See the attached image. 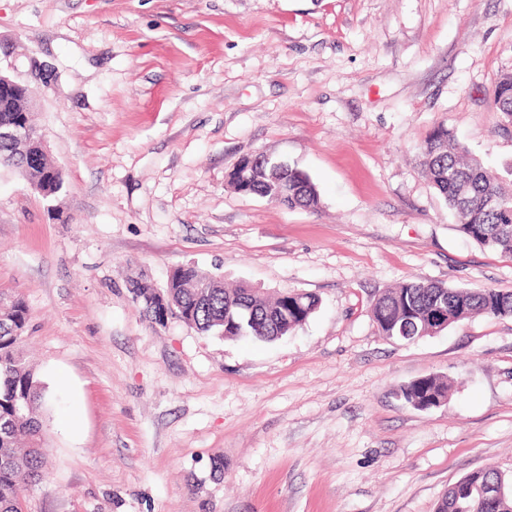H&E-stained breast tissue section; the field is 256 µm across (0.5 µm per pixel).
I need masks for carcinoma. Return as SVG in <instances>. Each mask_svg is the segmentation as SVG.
I'll return each mask as SVG.
<instances>
[{
	"label": "carcinoma",
	"mask_w": 512,
	"mask_h": 512,
	"mask_svg": "<svg viewBox=\"0 0 512 512\" xmlns=\"http://www.w3.org/2000/svg\"><path fill=\"white\" fill-rule=\"evenodd\" d=\"M497 111L512 117V73L503 75L493 90ZM31 123L29 113L13 111L0 99V125ZM466 150L444 126H438L421 146L426 175L458 217L459 231L479 244L512 254V186L464 158ZM6 167L32 185L56 197L63 180L51 162L24 168L12 147L0 144V168ZM240 192L268 198L287 209L316 208L320 197L303 171L275 166L258 155L229 174ZM164 292L190 326L202 333L217 331L226 339L250 336L274 341L306 323L319 300L309 294L286 291L267 298L247 284L224 288L216 276L194 265L178 267ZM371 312L382 336H431L458 322L477 316H512V292L491 288H450L442 283L413 281L375 296ZM30 320V309L17 293L0 306V512H23L18 496L22 485H35L46 463L44 426L35 416L46 398V386L33 366L26 364L19 344ZM450 384L438 376H425L401 388L403 399L417 408L448 398ZM512 482L493 467L466 474L440 499L436 512H512V493L489 508H476L463 489L481 483Z\"/></svg>",
	"instance_id": "1"
}]
</instances>
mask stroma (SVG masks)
I'll list each match as a JSON object with an SVG mask.
<instances>
[{"mask_svg": "<svg viewBox=\"0 0 512 512\" xmlns=\"http://www.w3.org/2000/svg\"><path fill=\"white\" fill-rule=\"evenodd\" d=\"M37 64L64 188L0 169V291L50 396L26 512H435L471 471L512 478V317L404 343L371 314L410 280L512 292L419 156L442 125L512 177V0H0V69ZM258 152L319 207L236 191ZM186 264L319 307L270 342L150 323L131 281ZM430 374L446 402L400 397ZM493 103L498 112L512 117V73L499 79L493 90Z\"/></svg>", "mask_w": 512, "mask_h": 512, "instance_id": "1", "label": "stroma"}]
</instances>
